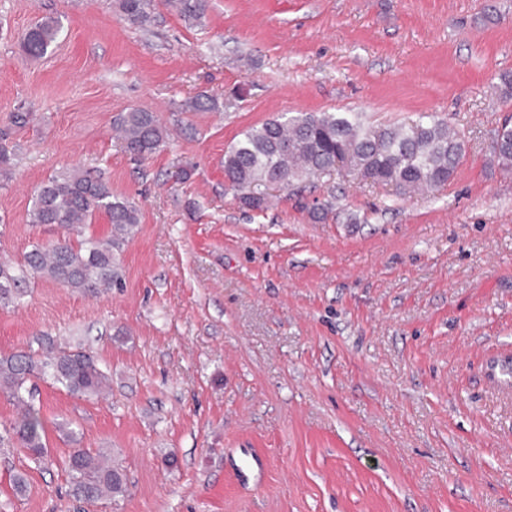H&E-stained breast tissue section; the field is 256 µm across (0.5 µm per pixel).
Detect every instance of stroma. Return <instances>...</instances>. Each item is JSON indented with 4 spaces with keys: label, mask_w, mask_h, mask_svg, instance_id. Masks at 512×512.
<instances>
[{
    "label": "stroma",
    "mask_w": 512,
    "mask_h": 512,
    "mask_svg": "<svg viewBox=\"0 0 512 512\" xmlns=\"http://www.w3.org/2000/svg\"><path fill=\"white\" fill-rule=\"evenodd\" d=\"M44 17L60 35L28 58ZM505 71L512 0H209L194 25L161 2L142 28L115 0H0V263L57 238L30 221L54 174L140 210L123 288L41 282L0 306V353L53 336L112 377L106 400L35 382L48 453L0 447V512H512V174L491 153ZM202 91L240 97L186 111ZM133 108L171 132L142 162L113 130ZM285 112L429 113L466 156L440 189L337 170L246 209L224 153ZM62 422L111 453L124 496L71 495ZM61 24L57 19L45 18L37 22L25 35L21 47L26 56L41 58L58 39Z\"/></svg>",
    "instance_id": "35a3bbf8"
}]
</instances>
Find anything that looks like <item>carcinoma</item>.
Masks as SVG:
<instances>
[{
    "instance_id": "cac0c4a2",
    "label": "carcinoma",
    "mask_w": 512,
    "mask_h": 512,
    "mask_svg": "<svg viewBox=\"0 0 512 512\" xmlns=\"http://www.w3.org/2000/svg\"><path fill=\"white\" fill-rule=\"evenodd\" d=\"M122 18L145 27L153 19L156 0H117ZM186 23L200 21L208 0H176ZM61 24L53 18L37 22L25 35V55L41 58L58 39ZM218 97L203 91L188 103L195 112L218 111ZM123 147L132 157H151L165 146L168 133L153 112L135 108L116 122ZM492 154L500 169L512 171V124L506 122L492 137ZM466 155L462 137L448 124L421 115L410 125H365L356 115L336 112L282 114L241 133L224 152V179L241 203L267 208L269 190L289 188L341 164L351 175L392 185L401 195L448 184ZM103 212L112 225L104 238L81 237L82 227ZM31 221L53 224L65 236L53 244L31 245L20 262L0 263V304H15L30 283L47 281L87 296L123 287L119 255L139 224V208L112 194L109 185L78 169L52 176L34 197ZM38 349L0 356V391L24 408L0 445L23 448L34 458L46 456V428L26 400L27 384L49 379L71 395L100 398L112 392V381L97 357L80 345L62 346L51 336L37 339ZM71 493L86 501L116 499L126 492L124 470L103 451L77 448L66 459Z\"/></svg>"
}]
</instances>
